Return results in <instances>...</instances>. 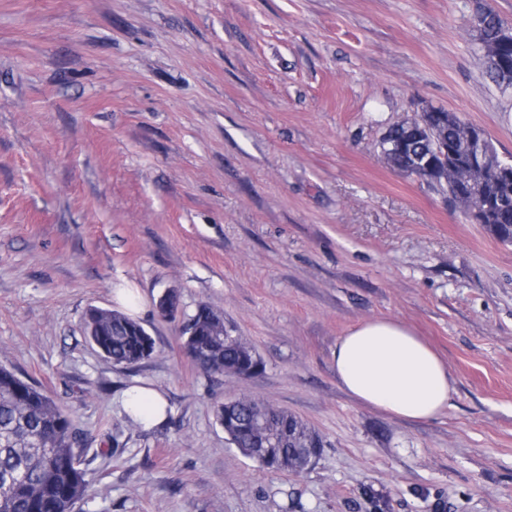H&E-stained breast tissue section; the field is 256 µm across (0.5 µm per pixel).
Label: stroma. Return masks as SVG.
I'll list each match as a JSON object with an SVG mask.
<instances>
[{"label": "stroma", "instance_id": "35a3bbf8", "mask_svg": "<svg viewBox=\"0 0 512 512\" xmlns=\"http://www.w3.org/2000/svg\"><path fill=\"white\" fill-rule=\"evenodd\" d=\"M482 8L512 26V0H0V364L82 431L94 497L76 512H367V487L389 512H512V246L380 150L443 108L512 160ZM124 282L155 341L131 367L84 330ZM202 304L261 375L187 357ZM386 318L447 363L442 417L339 385L337 339ZM133 384L165 395L163 424L128 422ZM241 395L322 436L311 470L230 444L215 410Z\"/></svg>", "mask_w": 512, "mask_h": 512}]
</instances>
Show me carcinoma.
<instances>
[{
	"label": "carcinoma",
	"mask_w": 512,
	"mask_h": 512,
	"mask_svg": "<svg viewBox=\"0 0 512 512\" xmlns=\"http://www.w3.org/2000/svg\"><path fill=\"white\" fill-rule=\"evenodd\" d=\"M507 27L497 15L476 19L485 73L501 91L512 89V40L502 41ZM445 110L434 108L423 113L418 126L439 131L455 147L466 153L468 124L441 121ZM414 137V126L407 120L390 127L382 141L394 145L386 160L394 168L426 179L425 166L441 163L430 136L413 143L412 151L399 145ZM452 206L464 214L483 208V197L497 195L500 203L486 214L484 226L499 242L512 244V187L499 189L492 174H470L461 181L446 176L436 184ZM84 325L89 341L103 357L117 366H134L149 358L155 341L141 322L121 312L91 307ZM181 338L187 356L205 373L241 376L262 361H253L249 345L241 338L224 335V316L208 305L198 306L183 325ZM216 419L231 444L241 453L273 472L301 475L309 471L306 457L313 451L322 455L323 438L287 410L242 396L217 406ZM290 426L294 433L283 448H259L255 437L274 439L278 426ZM80 450L75 421L68 410L36 384L0 366V512H75L90 496V484Z\"/></svg>",
	"instance_id": "cac0c4a2"
}]
</instances>
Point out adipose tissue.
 I'll return each mask as SVG.
<instances>
[{"label": "adipose tissue", "mask_w": 512, "mask_h": 512, "mask_svg": "<svg viewBox=\"0 0 512 512\" xmlns=\"http://www.w3.org/2000/svg\"><path fill=\"white\" fill-rule=\"evenodd\" d=\"M340 386L361 405L409 421L438 419L453 390L448 366L416 332L392 319H374L338 338L333 351ZM124 412L152 427L167 418V401L154 388L134 386Z\"/></svg>", "instance_id": "ef3b65f1"}]
</instances>
